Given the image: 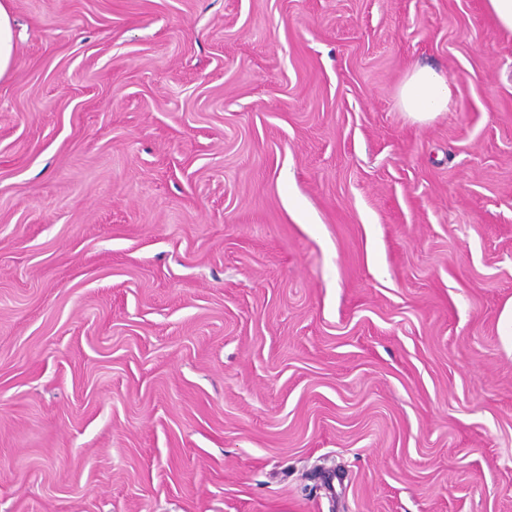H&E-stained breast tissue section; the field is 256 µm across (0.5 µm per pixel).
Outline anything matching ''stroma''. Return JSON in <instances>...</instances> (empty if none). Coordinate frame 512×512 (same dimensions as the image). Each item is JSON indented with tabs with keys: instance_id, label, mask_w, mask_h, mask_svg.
<instances>
[{
	"instance_id": "1",
	"label": "stroma",
	"mask_w": 512,
	"mask_h": 512,
	"mask_svg": "<svg viewBox=\"0 0 512 512\" xmlns=\"http://www.w3.org/2000/svg\"><path fill=\"white\" fill-rule=\"evenodd\" d=\"M10 8L0 512H512L485 0ZM453 98L451 83L428 66L415 67L398 92L399 105L418 122H426L441 112H448Z\"/></svg>"
}]
</instances>
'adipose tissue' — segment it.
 <instances>
[{"mask_svg":"<svg viewBox=\"0 0 512 512\" xmlns=\"http://www.w3.org/2000/svg\"><path fill=\"white\" fill-rule=\"evenodd\" d=\"M398 102L413 120L426 122L448 111L453 102V89L435 69L418 66L400 87Z\"/></svg>","mask_w":512,"mask_h":512,"instance_id":"ef3b65f1","label":"adipose tissue"}]
</instances>
